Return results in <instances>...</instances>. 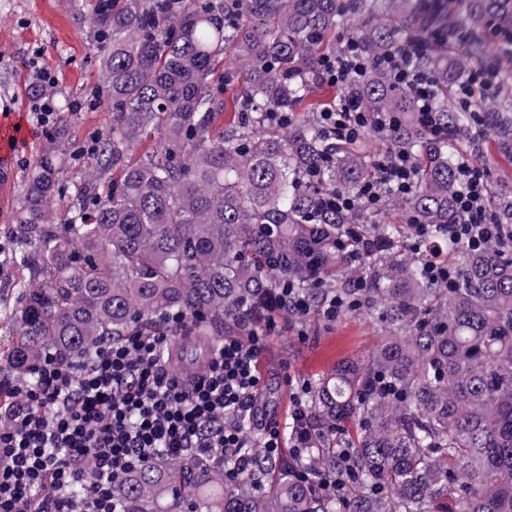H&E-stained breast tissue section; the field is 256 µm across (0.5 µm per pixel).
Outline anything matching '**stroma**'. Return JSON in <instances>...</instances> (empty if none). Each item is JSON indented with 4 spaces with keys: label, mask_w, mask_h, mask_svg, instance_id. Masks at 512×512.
Wrapping results in <instances>:
<instances>
[{
    "label": "stroma",
    "mask_w": 512,
    "mask_h": 512,
    "mask_svg": "<svg viewBox=\"0 0 512 512\" xmlns=\"http://www.w3.org/2000/svg\"><path fill=\"white\" fill-rule=\"evenodd\" d=\"M96 5L97 0H0V120L20 113L26 129L12 153L18 175H25L47 139L30 116L35 71L45 70L56 78L51 93L60 110L57 123L68 127L72 150L95 144L112 125V105L100 93ZM75 100L82 102L81 110H71ZM466 154L487 170L492 187L512 192V161L499 155L492 141L468 147ZM7 267L9 279L0 283L1 383L14 378L4 362L10 341L7 316L16 304L17 283L29 277L18 263L8 262ZM383 334L381 322L361 309L333 322L315 314L300 326L281 319L262 359L265 392L251 427L285 422L290 381L312 382L342 361H365Z\"/></svg>",
    "instance_id": "stroma-1"
}]
</instances>
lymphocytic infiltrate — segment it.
<instances>
[{
  "instance_id": "lymphocytic-infiltrate-1",
  "label": "lymphocytic infiltrate",
  "mask_w": 512,
  "mask_h": 512,
  "mask_svg": "<svg viewBox=\"0 0 512 512\" xmlns=\"http://www.w3.org/2000/svg\"><path fill=\"white\" fill-rule=\"evenodd\" d=\"M418 49L410 43L374 60L350 37L336 57L326 59L323 71L329 84L344 88L371 66H380L409 89L418 123L439 135L443 129L433 80L414 64ZM321 122L335 139L355 141L372 127H386L390 118L344 97L322 113ZM376 169L375 179L355 195L330 194L329 205L375 212L387 194L413 193L417 168L410 156L378 154ZM456 178L455 209L461 220L449 225L448 233L469 248H483L504 234L489 217L487 172L463 157L456 163ZM349 235L350 242L341 248L346 266L356 272L348 282L350 295L331 294L314 305L296 282L276 280L266 301L247 307L235 330L216 342L200 378L185 379L170 360L173 339L189 324L187 315L175 313L112 337L78 364L47 351L30 377L0 385V512H123L116 488L131 471L160 455L196 459L220 468L226 486L247 482L257 491L265 487L257 458L286 456L296 479H316L323 495H340L344 480L304 464L316 433L307 413L309 383L294 387L290 423L271 421L251 436L245 421L252 418L265 385L260 363L280 318L301 321L314 310L333 322L358 308L368 282L357 270L373 242L354 228ZM408 239L424 275L453 286L456 271L435 254L428 225L411 223Z\"/></svg>"
}]
</instances>
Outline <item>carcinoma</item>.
Segmentation results:
<instances>
[{"label": "carcinoma", "instance_id": "cac0c4a2", "mask_svg": "<svg viewBox=\"0 0 512 512\" xmlns=\"http://www.w3.org/2000/svg\"><path fill=\"white\" fill-rule=\"evenodd\" d=\"M350 23L371 58L430 28L452 38L416 60L435 82L448 140L416 123L410 93L381 68L341 91L400 118L368 131L416 162L413 194L389 202L400 221L319 204L377 174L362 141L327 139L321 113L334 101L315 94L326 84L323 58ZM94 24L112 127L63 227L48 206L67 164V128L24 177L14 258L31 278L9 319L12 371L30 375L48 348L80 360L174 313L198 323L199 336H222L224 319L280 277L316 305L348 292L335 241L350 226L382 245L364 261L360 300L384 338L367 361L319 378L308 400L322 428L308 462L350 470L347 491L327 498L293 478L288 461L260 458L271 489L249 494L192 458L159 457L117 489L125 512H512V238L472 251L445 234L457 220L455 136H490L512 154V96L469 109L454 97L485 63L512 85V42L492 38L512 31V0H112ZM271 112L290 113L288 129ZM152 138V150L134 155ZM490 212L512 231L511 198L494 199ZM411 220L430 225L457 269L455 287L421 274L404 244ZM347 424L346 460L334 434Z\"/></svg>", "mask_w": 512, "mask_h": 512}]
</instances>
